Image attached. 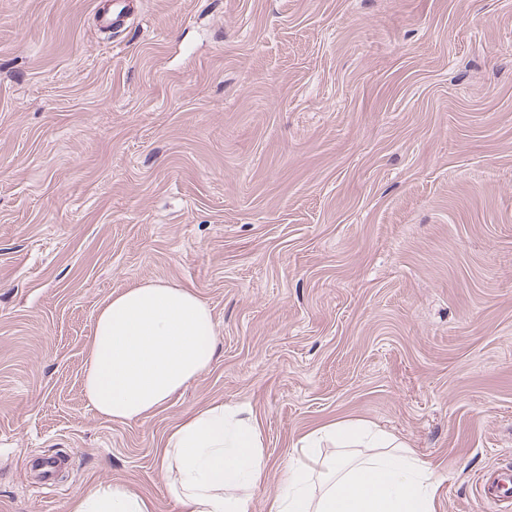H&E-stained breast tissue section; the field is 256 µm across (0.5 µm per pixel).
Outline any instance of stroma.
<instances>
[{"instance_id":"1","label":"stroma","mask_w":512,"mask_h":512,"mask_svg":"<svg viewBox=\"0 0 512 512\" xmlns=\"http://www.w3.org/2000/svg\"><path fill=\"white\" fill-rule=\"evenodd\" d=\"M0 0V512L101 482L178 512L156 450L213 400L267 467L361 419L494 512L512 469V0ZM193 288L213 364L113 423L82 373L113 293ZM62 460L51 485L41 466ZM479 494L483 500L487 501H508L512 502V474L503 472L497 478L493 487H487L484 483H480Z\"/></svg>"}]
</instances>
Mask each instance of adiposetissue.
<instances>
[{"mask_svg": "<svg viewBox=\"0 0 512 512\" xmlns=\"http://www.w3.org/2000/svg\"><path fill=\"white\" fill-rule=\"evenodd\" d=\"M218 332L207 303L157 280L112 294L98 310L82 389L97 413L126 423L155 414L213 362ZM329 443L334 454H321ZM179 512H251L266 469L262 428L221 401L187 414L157 450ZM441 481L393 434L360 422L311 430L266 500L267 512H438ZM68 512H151L123 484L72 497Z\"/></svg>", "mask_w": 512, "mask_h": 512, "instance_id": "adipose-tissue-1", "label": "adipose tissue"}]
</instances>
